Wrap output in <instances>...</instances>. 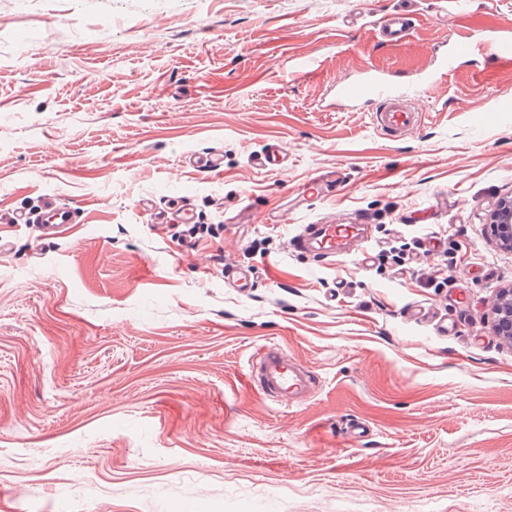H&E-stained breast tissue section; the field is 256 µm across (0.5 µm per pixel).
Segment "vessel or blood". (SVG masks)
<instances>
[{
	"label": "vessel or blood",
	"instance_id": "vessel-or-blood-1",
	"mask_svg": "<svg viewBox=\"0 0 512 512\" xmlns=\"http://www.w3.org/2000/svg\"><path fill=\"white\" fill-rule=\"evenodd\" d=\"M380 34L391 45L402 44L408 34V24L403 17L386 14L377 21ZM483 49L485 57L500 68L512 70V40L502 37H488L482 46H475L467 39H457L434 47L433 56L440 64L442 74L455 71L461 59ZM335 104L353 110L367 104L372 106L371 121L382 133L398 139L420 126L422 113L416 112L409 104L415 97L416 89L411 85H399L390 78L386 69L375 67L363 71L357 78L340 81L333 86ZM195 167L216 177L224 172V157L219 151L190 155ZM154 226L166 228L174 224H191L195 221L192 209L185 208L173 213L164 209H152ZM73 208L59 204L55 195L44 196L39 214L23 211L0 213L1 224H32L40 234L59 233L68 224L75 223ZM366 227L362 224H312L298 239L297 246L313 250L327 257L344 252L351 242H361ZM248 382L259 383L263 392L285 406H292L310 391V376L292 366L287 356L273 345L261 346L256 352V368L247 374Z\"/></svg>",
	"mask_w": 512,
	"mask_h": 512
}]
</instances>
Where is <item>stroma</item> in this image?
<instances>
[{"instance_id":"obj_1","label":"stroma","mask_w":512,"mask_h":512,"mask_svg":"<svg viewBox=\"0 0 512 512\" xmlns=\"http://www.w3.org/2000/svg\"><path fill=\"white\" fill-rule=\"evenodd\" d=\"M405 7L393 48L375 22ZM489 34L512 37V0H0V209L81 210L47 239L0 224V512H512L491 230L512 112L487 109L512 71L477 53L436 77L402 140L328 106L364 68L410 82ZM272 142L287 174L252 163ZM212 149L222 177L183 166ZM183 195L193 237L138 206ZM256 196L278 225H227ZM336 223L369 225L372 266L294 247ZM248 265L265 277L225 286ZM266 344L312 372L304 403L245 384ZM476 45L468 39H457L434 47L433 56L439 60L440 74L447 75L459 67L461 59L475 53Z\"/></svg>"}]
</instances>
